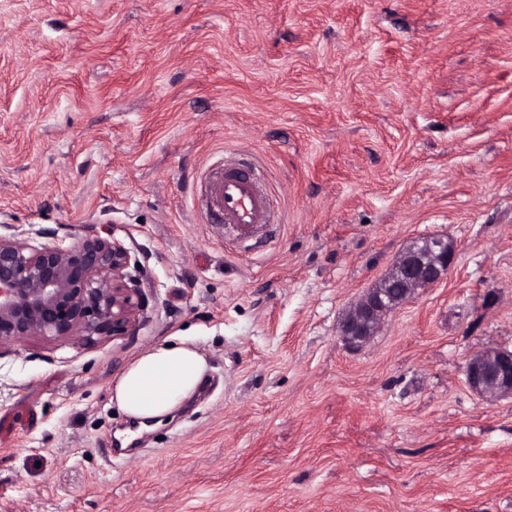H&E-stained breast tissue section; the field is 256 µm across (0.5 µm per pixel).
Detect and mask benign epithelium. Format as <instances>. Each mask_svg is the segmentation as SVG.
<instances>
[{
    "label": "benign epithelium",
    "mask_w": 512,
    "mask_h": 512,
    "mask_svg": "<svg viewBox=\"0 0 512 512\" xmlns=\"http://www.w3.org/2000/svg\"><path fill=\"white\" fill-rule=\"evenodd\" d=\"M39 230L0 235V348L40 339L93 345L133 336L147 299L138 260L120 240L89 232L38 243ZM456 249L445 235L407 247L389 271L347 311L341 336L352 348L369 344L384 319L420 292L447 278ZM467 386L481 397L512 396V352L487 350L464 369Z\"/></svg>",
    "instance_id": "7a95c632"
}]
</instances>
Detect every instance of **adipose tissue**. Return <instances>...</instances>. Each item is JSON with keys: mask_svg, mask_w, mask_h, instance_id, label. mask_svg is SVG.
<instances>
[{"mask_svg": "<svg viewBox=\"0 0 512 512\" xmlns=\"http://www.w3.org/2000/svg\"><path fill=\"white\" fill-rule=\"evenodd\" d=\"M206 360L182 341L163 343L139 353L112 384V399L126 417L149 427L179 411L200 390Z\"/></svg>", "mask_w": 512, "mask_h": 512, "instance_id": "1", "label": "adipose tissue"}]
</instances>
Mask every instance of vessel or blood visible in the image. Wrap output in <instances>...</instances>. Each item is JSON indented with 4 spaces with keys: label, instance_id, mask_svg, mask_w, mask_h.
I'll use <instances>...</instances> for the list:
<instances>
[{
    "label": "vessel or blood",
    "instance_id": "obj_1",
    "mask_svg": "<svg viewBox=\"0 0 512 512\" xmlns=\"http://www.w3.org/2000/svg\"><path fill=\"white\" fill-rule=\"evenodd\" d=\"M199 201L208 223L229 225L239 238L253 237L277 220L263 168L247 151L225 156L223 168L209 173Z\"/></svg>",
    "mask_w": 512,
    "mask_h": 512
}]
</instances>
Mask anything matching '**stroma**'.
I'll return each mask as SVG.
<instances>
[{
    "mask_svg": "<svg viewBox=\"0 0 512 512\" xmlns=\"http://www.w3.org/2000/svg\"><path fill=\"white\" fill-rule=\"evenodd\" d=\"M253 152L281 221L193 208ZM122 240L134 336L0 349V512H512V0H0V234ZM457 263L359 350L346 311L418 238ZM201 392L121 444L156 343ZM467 386L481 397L512 396V352L487 350L473 355L464 369Z\"/></svg>",
    "mask_w": 512,
    "mask_h": 512,
    "instance_id": "35a3bbf8",
    "label": "stroma"
}]
</instances>
